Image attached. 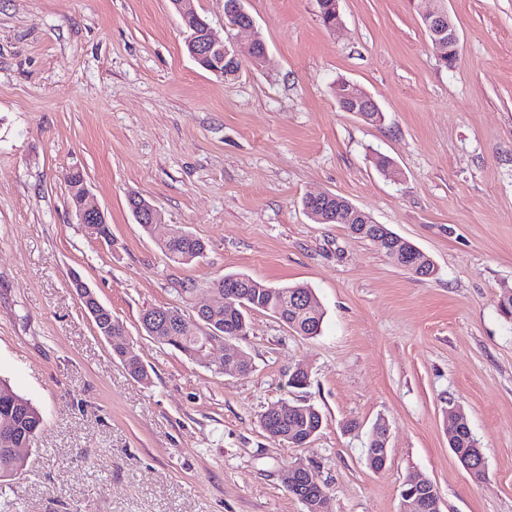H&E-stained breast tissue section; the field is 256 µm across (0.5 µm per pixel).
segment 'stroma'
Wrapping results in <instances>:
<instances>
[{
	"label": "stroma",
	"mask_w": 512,
	"mask_h": 512,
	"mask_svg": "<svg viewBox=\"0 0 512 512\" xmlns=\"http://www.w3.org/2000/svg\"><path fill=\"white\" fill-rule=\"evenodd\" d=\"M445 5L450 67L418 0H339L333 29L316 0H245L267 60L227 79L188 55L170 0H0V379L43 417L10 483L14 512H303L281 481L299 460L331 512H400L412 472L441 512H512V320L498 308L512 289V0ZM342 78L381 123L340 110ZM75 167L111 242L72 215ZM133 192L164 218L153 233L128 209ZM322 192L415 244L436 274L312 221L302 201ZM171 225L204 256L169 262L158 243ZM228 273L311 288L321 334L251 312L246 336L213 350L251 368L224 375L146 335L144 310L194 314ZM79 281L123 322L149 383L96 332ZM299 366L309 384L289 388ZM284 400L322 413L309 444L260 429ZM452 403L484 479L448 446ZM380 420L377 472L366 448Z\"/></svg>",
	"instance_id": "stroma-1"
}]
</instances>
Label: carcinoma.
<instances>
[{
	"instance_id": "obj_1",
	"label": "carcinoma",
	"mask_w": 512,
	"mask_h": 512,
	"mask_svg": "<svg viewBox=\"0 0 512 512\" xmlns=\"http://www.w3.org/2000/svg\"><path fill=\"white\" fill-rule=\"evenodd\" d=\"M313 213L321 217L322 224L349 226L358 238L383 237L387 229L384 224L350 221L349 201L336 194L314 206ZM160 249L169 261L189 264L201 257L205 244L179 226L174 235L161 242ZM208 287L220 295L229 294L230 304L209 309L202 318L197 315L188 318L173 307L150 308L141 316L142 329L158 344L178 350L204 367L209 366L206 358L213 342L246 335L250 311L268 312L302 336L313 337L321 332L323 312L316 302L313 303V313L304 310V304L314 298L313 292L304 286L271 287L245 274L233 273L211 281ZM97 329L102 336L109 333L125 340L124 324L117 318L103 319ZM113 350L134 378L149 381L148 371L135 350L123 344L113 346ZM42 424L43 418L33 403L0 380V494L4 483L12 480L24 466V457L14 449L31 445ZM322 425V414L311 404L285 401L281 412L270 408L259 416V426L267 436L289 445L310 443V438L318 434ZM474 443L476 440L466 427L448 440L449 447L463 456L468 455ZM284 487L301 502L304 512H322L328 500L327 492L313 470L288 471V482Z\"/></svg>"
}]
</instances>
